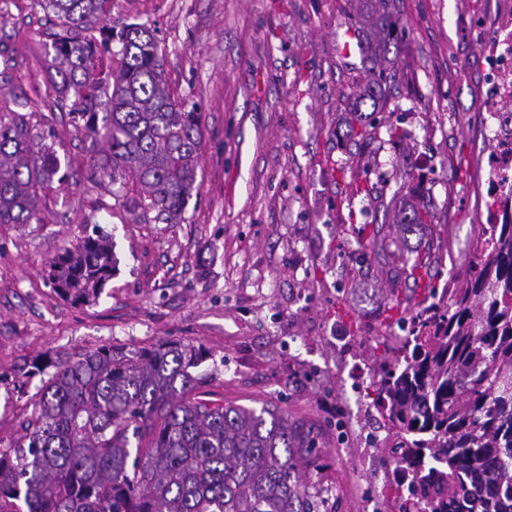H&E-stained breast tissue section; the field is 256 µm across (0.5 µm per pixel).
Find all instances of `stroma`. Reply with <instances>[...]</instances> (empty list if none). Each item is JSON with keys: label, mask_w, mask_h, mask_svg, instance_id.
Returning <instances> with one entry per match:
<instances>
[{"label": "stroma", "mask_w": 512, "mask_h": 512, "mask_svg": "<svg viewBox=\"0 0 512 512\" xmlns=\"http://www.w3.org/2000/svg\"><path fill=\"white\" fill-rule=\"evenodd\" d=\"M507 10L512 0H400L392 77L372 102L358 96L369 71L354 0H109L108 19L154 31L171 94L202 117L195 189L168 224L140 213L133 185L94 174L50 84L60 20L37 0L0 5V107L28 98L63 176L39 223L0 224V446L31 411L34 357L193 345L207 353L196 372L208 399L273 403L312 425L328 512H367L387 466L364 441L382 420L363 390L399 317L429 304L406 268L420 262L438 292L459 286L494 212L485 70L508 49L474 22ZM408 203L431 223H393ZM96 225L119 271L95 302H65L46 265Z\"/></svg>", "instance_id": "1"}]
</instances>
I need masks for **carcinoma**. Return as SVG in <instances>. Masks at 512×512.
Listing matches in <instances>:
<instances>
[{"label": "carcinoma", "instance_id": "carcinoma-1", "mask_svg": "<svg viewBox=\"0 0 512 512\" xmlns=\"http://www.w3.org/2000/svg\"><path fill=\"white\" fill-rule=\"evenodd\" d=\"M107 0H38L61 21L51 84L91 144L92 168L112 183L132 178L139 207L178 222L196 182L201 115L170 93L156 39L145 24L84 32ZM374 79L360 97L377 100L391 78L396 0H356ZM118 66L100 70L101 55ZM0 110V224L38 222L37 203L59 172L22 110ZM500 224L482 226L480 261L458 288L409 321L379 364L376 401L395 464L394 497L382 512H512V185L496 200ZM413 206L397 224H427ZM116 271L98 226L48 264L59 298L87 304ZM192 345L147 351L100 347L36 357L26 377L48 379L32 396L16 442L0 450V512H327L319 484L303 473L316 441L276 405H224L195 391Z\"/></svg>", "mask_w": 512, "mask_h": 512}]
</instances>
